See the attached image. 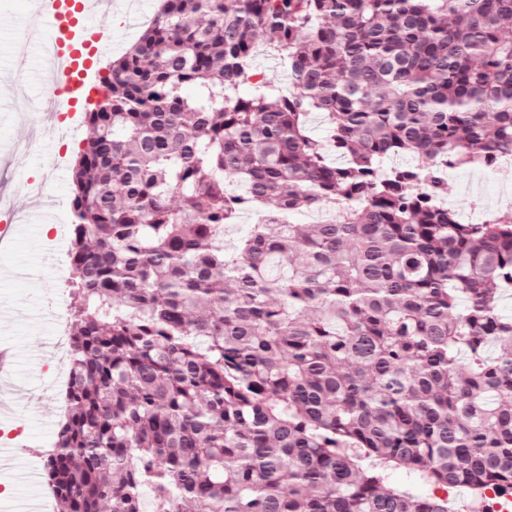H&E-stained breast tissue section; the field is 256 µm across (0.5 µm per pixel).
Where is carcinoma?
Masks as SVG:
<instances>
[{"instance_id":"cac0c4a2","label":"carcinoma","mask_w":512,"mask_h":512,"mask_svg":"<svg viewBox=\"0 0 512 512\" xmlns=\"http://www.w3.org/2000/svg\"><path fill=\"white\" fill-rule=\"evenodd\" d=\"M510 24L512 0H163L72 166L60 512H455L392 467L512 494V215L441 204L448 170L512 155Z\"/></svg>"}]
</instances>
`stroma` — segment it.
<instances>
[{"label": "stroma", "mask_w": 512, "mask_h": 512, "mask_svg": "<svg viewBox=\"0 0 512 512\" xmlns=\"http://www.w3.org/2000/svg\"><path fill=\"white\" fill-rule=\"evenodd\" d=\"M33 9V0H0V188L10 190L20 178L40 179L44 159L65 150L68 164L49 182L47 192L57 200L59 217L67 224L71 221L70 161L87 137V127H80L64 142L40 143L28 155L18 151L32 139L30 101L42 97L52 83L40 66L39 44L25 38ZM21 39L27 42L31 66L25 87L19 90L12 68V45ZM472 174L469 168L450 171L445 204L463 214L476 202L486 210H499V180L489 173L482 184L470 188L466 181ZM50 242L46 225L28 224L17 234L13 248L0 252V315L11 320L8 329L0 331V340L10 342L17 352L13 383L22 393L11 429L20 433L24 446L15 455L14 479L0 481V500L14 503L54 502L46 477L33 481L27 476L29 468H43L45 452L54 444L65 386L64 376L44 356L45 347L55 341L56 317L64 311L58 298L70 280L67 254H60L55 265L44 264V250Z\"/></svg>", "instance_id": "obj_1"}]
</instances>
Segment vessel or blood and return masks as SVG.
Returning <instances> with one entry per match:
<instances>
[{
	"mask_svg": "<svg viewBox=\"0 0 512 512\" xmlns=\"http://www.w3.org/2000/svg\"><path fill=\"white\" fill-rule=\"evenodd\" d=\"M115 12L136 21V0H34L31 30L43 36L42 67L53 78L60 111L70 118L81 112L98 65L112 52L105 20ZM70 118L57 121L52 113H39L40 135L51 141L69 136L74 130ZM25 187L36 203L21 215L19 224L53 223L57 203L45 194L43 182L30 179ZM19 224L0 225V250L10 246ZM13 362L12 348L0 343V425L13 418L14 393L9 387Z\"/></svg>",
	"mask_w": 512,
	"mask_h": 512,
	"instance_id": "1",
	"label": "vessel or blood"
}]
</instances>
